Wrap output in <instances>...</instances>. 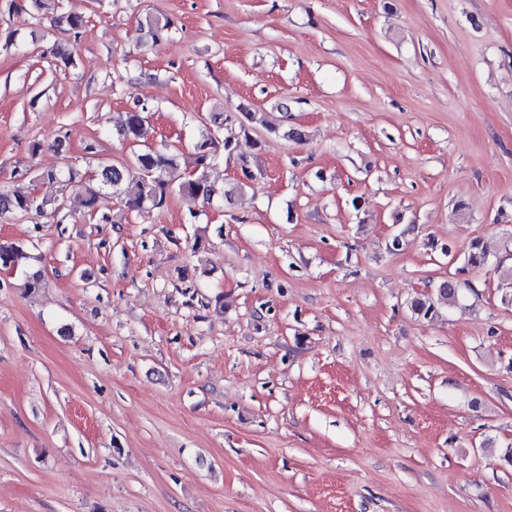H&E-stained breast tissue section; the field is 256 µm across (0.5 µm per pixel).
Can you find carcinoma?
<instances>
[{
    "mask_svg": "<svg viewBox=\"0 0 512 512\" xmlns=\"http://www.w3.org/2000/svg\"><path fill=\"white\" fill-rule=\"evenodd\" d=\"M148 120L142 110L126 114L119 135L127 141L134 152L131 163L126 166L101 165L95 173L94 183L83 180V176L71 169L63 175L55 169H44L39 173L43 180H64L78 187V192L70 200V204H61V208L69 213H83L93 216L99 194L106 188L124 196L126 207L136 212L150 207L160 209L172 195H179L187 201H208L215 190L209 181V169L212 165L215 137L210 130L201 133L197 144V153L193 166L181 165L179 155L168 146H150L146 144ZM47 202L31 195L5 194L0 192V214L12 212L40 211L45 209ZM494 257L490 244L480 238L471 241L464 253L456 273L469 274L479 272ZM26 255L16 245L0 243V267L15 269L19 267ZM470 285L469 280H457L437 289L438 300L429 296H418L410 302V310L421 319L431 320L438 306L457 304L461 287Z\"/></svg>",
    "mask_w": 512,
    "mask_h": 512,
    "instance_id": "1",
    "label": "carcinoma"
}]
</instances>
